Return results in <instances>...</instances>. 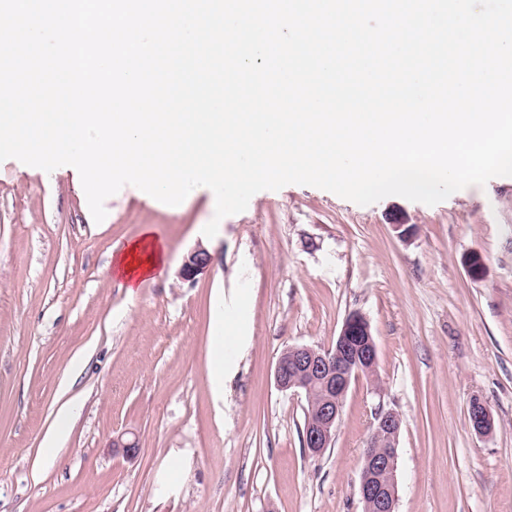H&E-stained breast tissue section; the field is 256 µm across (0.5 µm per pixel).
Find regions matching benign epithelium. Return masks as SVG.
<instances>
[{
	"label": "benign epithelium",
	"mask_w": 512,
	"mask_h": 512,
	"mask_svg": "<svg viewBox=\"0 0 512 512\" xmlns=\"http://www.w3.org/2000/svg\"><path fill=\"white\" fill-rule=\"evenodd\" d=\"M212 262L209 251L197 246L183 259L179 277L192 281ZM378 351L371 326L359 313L349 314L331 347L307 345L288 347L278 359L274 379L281 390H293L311 399L315 389L322 400L306 411L303 444L311 455H319L330 447L351 383L373 378L377 373ZM401 418L393 411L375 413V421L361 457L359 493L363 512H395L397 502V459ZM493 419L488 407L477 401L472 407V428L479 435L491 431ZM109 450L114 455L132 458L137 453L134 439L119 435L112 439Z\"/></svg>",
	"instance_id": "benign-epithelium-1"
}]
</instances>
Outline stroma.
I'll return each mask as SVG.
<instances>
[{"label": "stroma", "instance_id": "1", "mask_svg": "<svg viewBox=\"0 0 512 512\" xmlns=\"http://www.w3.org/2000/svg\"><path fill=\"white\" fill-rule=\"evenodd\" d=\"M105 208L95 223L72 173L0 161V512H362L381 408L402 419L396 512H512V177L433 206L289 184L211 239L210 192L169 206L127 185ZM397 222L414 225L410 240ZM147 226L169 266L131 291L112 260ZM199 245L213 264L183 281ZM353 312L370 323L377 377L352 382L313 456L306 398L276 386L275 365L292 345L330 347ZM220 335L232 348L219 393ZM66 398L76 415L50 463L43 441ZM475 399L489 434L469 422ZM122 433L135 459L110 452ZM224 337L216 336L213 342V354L214 358L211 364V378L212 383L217 389L218 392H223L224 390Z\"/></svg>", "mask_w": 512, "mask_h": 512}]
</instances>
